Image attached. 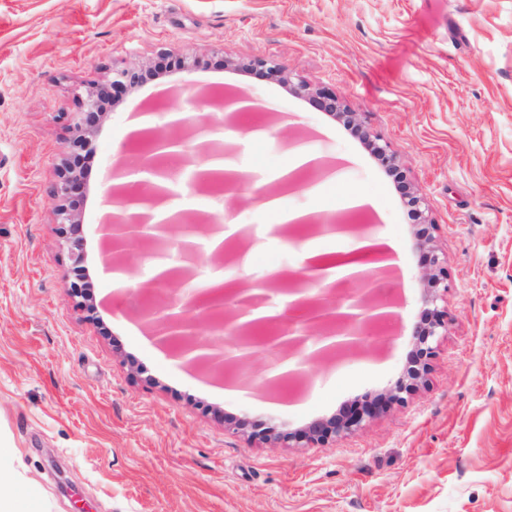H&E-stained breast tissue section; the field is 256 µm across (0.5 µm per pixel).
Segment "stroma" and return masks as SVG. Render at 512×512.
<instances>
[{
	"label": "stroma",
	"mask_w": 512,
	"mask_h": 512,
	"mask_svg": "<svg viewBox=\"0 0 512 512\" xmlns=\"http://www.w3.org/2000/svg\"><path fill=\"white\" fill-rule=\"evenodd\" d=\"M193 57L192 72H160ZM274 58L292 80L336 91L401 159L447 261L448 333L420 378L408 370L426 285L424 250L392 177L343 123L279 81L239 70ZM137 65L143 80L100 124L78 232L94 310L66 290L52 190L86 89ZM244 90L264 104L234 136L248 176L283 163L285 137L335 162L336 189L371 198L360 221L391 241L401 319L313 388L272 400L161 349L127 297L153 275L132 242L125 284L106 259L112 168L135 159L132 116L175 110L182 87ZM240 224L250 262L198 265L199 286L260 284L303 265L256 205L224 192L195 210ZM405 381L401 401L357 430L302 447L255 439L361 406ZM247 419V434L231 425ZM0 441L43 512H512V0H0Z\"/></svg>",
	"instance_id": "35a3bbf8"
}]
</instances>
